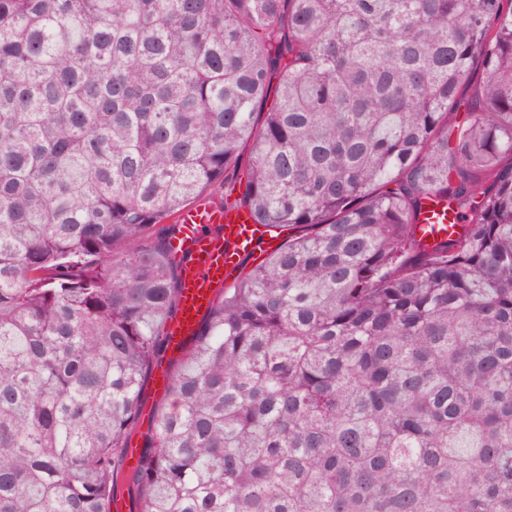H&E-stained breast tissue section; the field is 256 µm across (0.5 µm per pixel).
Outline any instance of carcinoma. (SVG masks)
<instances>
[{
	"mask_svg": "<svg viewBox=\"0 0 512 512\" xmlns=\"http://www.w3.org/2000/svg\"><path fill=\"white\" fill-rule=\"evenodd\" d=\"M244 156L298 232L201 322L139 512H512V0H0V512H109L168 220Z\"/></svg>",
	"mask_w": 512,
	"mask_h": 512,
	"instance_id": "1",
	"label": "carcinoma"
}]
</instances>
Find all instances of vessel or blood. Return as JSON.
I'll list each match as a JSON object with an SVG mask.
<instances>
[{"mask_svg":"<svg viewBox=\"0 0 512 512\" xmlns=\"http://www.w3.org/2000/svg\"><path fill=\"white\" fill-rule=\"evenodd\" d=\"M177 224L172 246L183 265L178 311L168 329L170 350L196 335L217 289L261 247L267 233L265 226L253 222L248 210L207 202L181 211Z\"/></svg>","mask_w":512,"mask_h":512,"instance_id":"1","label":"vessel or blood"}]
</instances>
